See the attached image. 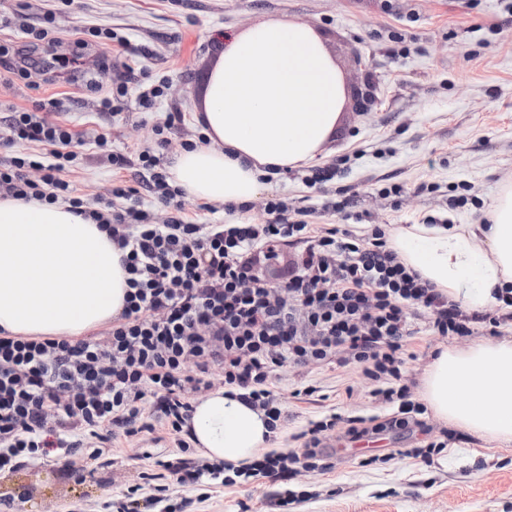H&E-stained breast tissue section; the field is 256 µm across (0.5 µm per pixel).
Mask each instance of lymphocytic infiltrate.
I'll return each mask as SVG.
<instances>
[{
	"label": "lymphocytic infiltrate",
	"mask_w": 512,
	"mask_h": 512,
	"mask_svg": "<svg viewBox=\"0 0 512 512\" xmlns=\"http://www.w3.org/2000/svg\"><path fill=\"white\" fill-rule=\"evenodd\" d=\"M0 122L6 145L16 149L0 158V198L63 204L98 224L123 253L128 287L103 332L78 340L0 336V474L48 457L95 460L118 437L159 427L181 433L217 372L277 430L286 415L270 380L288 364L363 367L379 382V395L399 403L387 429H405L425 412L400 384L408 340L422 332L465 336L484 320L408 271L378 227L363 235L335 224L317 228L309 210H289L279 198L265 202L262 224L186 221L184 192L160 157L172 144L164 129H155L154 146L134 162L168 212L159 223L124 183L95 204L74 194L64 175L89 142L84 135L14 106ZM108 160L118 170L134 164L118 152ZM272 264L281 267L276 286L263 275ZM338 419L334 413L310 422L302 453L269 452L241 469L207 460L156 466L183 485L224 486L325 470L329 453L320 436Z\"/></svg>",
	"instance_id": "1"
}]
</instances>
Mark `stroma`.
I'll list each match as a JSON object with an SVG mask.
<instances>
[{
    "label": "stroma",
    "instance_id": "obj_1",
    "mask_svg": "<svg viewBox=\"0 0 512 512\" xmlns=\"http://www.w3.org/2000/svg\"><path fill=\"white\" fill-rule=\"evenodd\" d=\"M57 41L41 45L40 67L27 78L0 81V102L31 107L61 98V111L45 119L86 134L108 133V150L136 156L156 126H171L165 160L179 154L180 140L200 131L195 118L214 64V41L269 17L286 15L314 25L340 65L347 102L317 166L336 163L333 181L306 182L301 167L272 176L263 196L253 200L246 220L262 221L266 199L281 197L291 207H307L314 224L340 223L324 212L334 197L355 196L350 224H478L500 188L512 184V0H53ZM128 37L131 50L89 38L77 49L76 37L90 27ZM81 53L78 71L65 59ZM127 79L126 105L118 115L101 114L92 80L111 85ZM165 81L167 89L151 110L138 105L141 86ZM181 122L171 123L172 113ZM77 193L108 197L113 183L133 180L129 170L100 161L94 146L65 175ZM398 185V195L382 188ZM476 324L469 336L421 334L408 344L401 383L419 401L422 379L435 354L465 348L489 338ZM287 422L271 438L277 451L299 450L309 421L330 413L343 418L321 445L334 447L347 429L346 418L384 421L396 409L377 396V384L360 366H284L272 380ZM414 433L377 434V463L364 467L358 457L337 459L333 468L283 483L267 478L250 484L216 486L201 512H272L271 500L284 490L298 494L291 512H512V446L487 441L444 424L433 412ZM447 441L429 461L390 457L393 448ZM173 440L152 435L114 442L112 453L88 462L84 480L67 475L53 461L24 464L0 475V499L23 496L19 512H102L155 460H176ZM144 499L152 485L141 484Z\"/></svg>",
    "mask_w": 512,
    "mask_h": 512
}]
</instances>
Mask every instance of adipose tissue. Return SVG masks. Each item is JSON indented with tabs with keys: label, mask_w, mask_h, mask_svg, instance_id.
<instances>
[{
	"label": "adipose tissue",
	"mask_w": 512,
	"mask_h": 512,
	"mask_svg": "<svg viewBox=\"0 0 512 512\" xmlns=\"http://www.w3.org/2000/svg\"><path fill=\"white\" fill-rule=\"evenodd\" d=\"M347 100L344 75L322 33L270 17L217 44L203 95L206 146L175 156L170 175L195 198L242 204L271 171L314 161ZM387 249L422 280L470 312L500 307L512 284V189L486 224H394ZM122 253L66 206L0 199V329L12 336L78 337L124 305ZM421 398L444 423L512 443V337L442 351ZM263 411L217 391L199 400L190 439L212 461L240 467L268 444Z\"/></svg>",
	"instance_id": "ef3b65f1"
}]
</instances>
